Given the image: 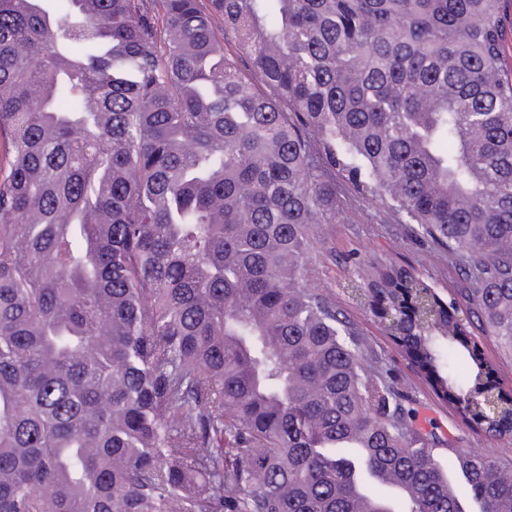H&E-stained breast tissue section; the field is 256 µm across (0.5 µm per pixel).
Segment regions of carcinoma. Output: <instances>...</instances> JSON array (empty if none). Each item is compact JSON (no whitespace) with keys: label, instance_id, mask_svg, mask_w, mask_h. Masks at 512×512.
Segmentation results:
<instances>
[{"label":"carcinoma","instance_id":"cac0c4a2","mask_svg":"<svg viewBox=\"0 0 512 512\" xmlns=\"http://www.w3.org/2000/svg\"><path fill=\"white\" fill-rule=\"evenodd\" d=\"M43 2L0 0V512H463L307 265L350 192L448 253V302L394 262L348 294L512 434L467 398L512 351L504 0ZM481 347L486 360L494 368L493 373L488 380L495 382L497 379L509 383L512 386V357L508 351L504 350L493 337L484 336L481 339Z\"/></svg>","mask_w":512,"mask_h":512}]
</instances>
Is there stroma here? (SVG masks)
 Instances as JSON below:
<instances>
[{
	"label": "stroma",
	"mask_w": 512,
	"mask_h": 512,
	"mask_svg": "<svg viewBox=\"0 0 512 512\" xmlns=\"http://www.w3.org/2000/svg\"><path fill=\"white\" fill-rule=\"evenodd\" d=\"M358 218L352 224H323L310 256V283L328 293L336 304L346 308L363 334L373 354L392 370L395 383L402 385L417 427L439 438L437 457L446 468H453L456 449L474 454H491L512 459V440H493L480 429L465 425L447 406L442 405L423 385L413 383L407 363L397 352L391 336L369 307L349 298V280H368L376 262L397 261L415 266L429 277L440 295H447L453 275L448 256L423 240L411 236L407 225L386 221L378 205L357 203Z\"/></svg>",
	"instance_id": "35a3bbf8"
}]
</instances>
